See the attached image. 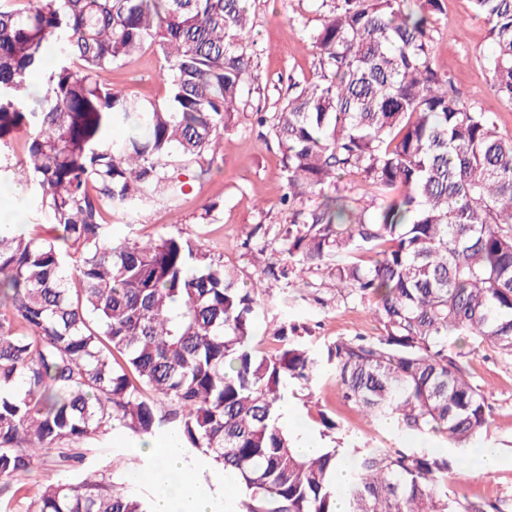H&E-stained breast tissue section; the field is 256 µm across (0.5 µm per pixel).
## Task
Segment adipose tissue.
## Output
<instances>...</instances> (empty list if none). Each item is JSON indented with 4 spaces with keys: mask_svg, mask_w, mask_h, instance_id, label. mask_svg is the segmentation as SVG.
Returning <instances> with one entry per match:
<instances>
[{
    "mask_svg": "<svg viewBox=\"0 0 512 512\" xmlns=\"http://www.w3.org/2000/svg\"><path fill=\"white\" fill-rule=\"evenodd\" d=\"M144 452L158 464L154 479L161 490L153 502V512H212L209 496L195 490L184 474L182 452L175 437L151 441Z\"/></svg>",
    "mask_w": 512,
    "mask_h": 512,
    "instance_id": "adipose-tissue-1",
    "label": "adipose tissue"
}]
</instances>
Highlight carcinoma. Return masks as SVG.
<instances>
[{
	"instance_id": "obj_1",
	"label": "carcinoma",
	"mask_w": 512,
	"mask_h": 512,
	"mask_svg": "<svg viewBox=\"0 0 512 512\" xmlns=\"http://www.w3.org/2000/svg\"><path fill=\"white\" fill-rule=\"evenodd\" d=\"M249 0H3L0 145L26 126L0 184L32 190L0 235V483L25 487L40 452L118 424L174 434L232 477L240 512H488L448 496L444 448L488 430L490 394L466 358L512 359V138L432 63L445 0H318L303 24L317 62L272 121L288 192V262L240 280L197 242L112 239V215L185 195L203 178L253 78ZM488 24L494 99L512 107V0H471ZM162 60L163 103L105 75L143 49ZM371 190V203L355 181ZM322 274L368 306L378 336L313 351L282 324L259 331L265 279ZM273 350H258L264 338ZM332 367L340 399L435 448L295 450L290 385ZM349 462L348 483L336 482ZM120 475L42 486L31 512H151Z\"/></svg>"
}]
</instances>
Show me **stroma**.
I'll return each mask as SVG.
<instances>
[{"mask_svg":"<svg viewBox=\"0 0 512 512\" xmlns=\"http://www.w3.org/2000/svg\"><path fill=\"white\" fill-rule=\"evenodd\" d=\"M250 45L254 54L251 91L243 112L221 140L223 160L204 180L189 181L178 206L157 203L112 218L116 238H147L167 233L200 240L213 258L234 269L242 280L256 276L254 254L258 247L276 254L282 249L277 236L289 220L279 200L287 186L282 173V154L270 126H258L254 115L274 112L291 83L310 76L316 62L310 45L302 38L301 22L316 23L313 0H250ZM433 46L435 67L448 76L462 98L471 105L494 112L502 135L512 137V108L493 99L491 76L485 64L491 46L488 27L477 16L470 0H445L438 15ZM161 60L146 49L126 65L114 68L110 79L115 88L133 92L146 100H162L165 86L160 78ZM214 204L208 222H201V207ZM257 319L263 325L286 324L299 336L321 347L339 337L356 334L375 336L379 326L358 303L337 295L330 282L306 293H285L274 285L260 298ZM472 379L491 390L492 412L488 436L482 448H493L503 459L493 473L479 471L480 450L469 452L467 477L452 479L450 498L462 501L479 498L495 504L500 512H512V361H502L495 353L477 349L467 358ZM305 397L290 399L283 416H297L308 435L323 446L333 441L356 442L371 447L429 449V439L400 432L388 424L363 418L345 406L329 369H322L308 386ZM335 418L334 437L322 434L319 412ZM139 440L124 428L82 441L83 463H58L54 453L43 454L28 480L30 488L43 484L74 482L84 469L119 468L127 490L154 498L160 487L150 478V459L138 446Z\"/></svg>","mask_w":512,"mask_h":512,"instance_id":"stroma-1","label":"stroma"}]
</instances>
